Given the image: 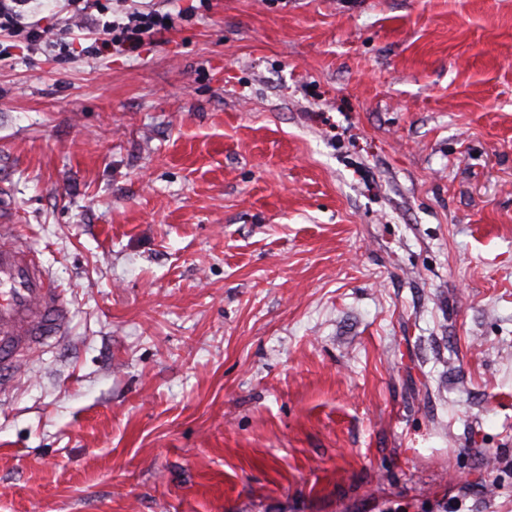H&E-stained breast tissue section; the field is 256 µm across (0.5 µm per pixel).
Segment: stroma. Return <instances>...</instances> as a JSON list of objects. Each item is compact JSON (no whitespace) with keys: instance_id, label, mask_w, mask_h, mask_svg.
I'll list each match as a JSON object with an SVG mask.
<instances>
[{"instance_id":"1","label":"stroma","mask_w":512,"mask_h":512,"mask_svg":"<svg viewBox=\"0 0 512 512\" xmlns=\"http://www.w3.org/2000/svg\"><path fill=\"white\" fill-rule=\"evenodd\" d=\"M29 0L0 195L67 336L0 512H512V0ZM128 3L129 7L123 12L126 22L109 23L95 33V42L103 51L111 47L123 53L138 52L147 41L153 40L157 35L168 30L172 23L171 14L162 13L159 9L143 6L135 2L138 0H116ZM170 20V23H165ZM100 48H98L100 50Z\"/></svg>"}]
</instances>
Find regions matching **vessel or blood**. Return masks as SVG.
Listing matches in <instances>:
<instances>
[{
	"instance_id": "b4317fda",
	"label": "vessel or blood",
	"mask_w": 512,
	"mask_h": 512,
	"mask_svg": "<svg viewBox=\"0 0 512 512\" xmlns=\"http://www.w3.org/2000/svg\"><path fill=\"white\" fill-rule=\"evenodd\" d=\"M12 221L0 206V391L20 359L63 339L70 324L66 301Z\"/></svg>"
}]
</instances>
